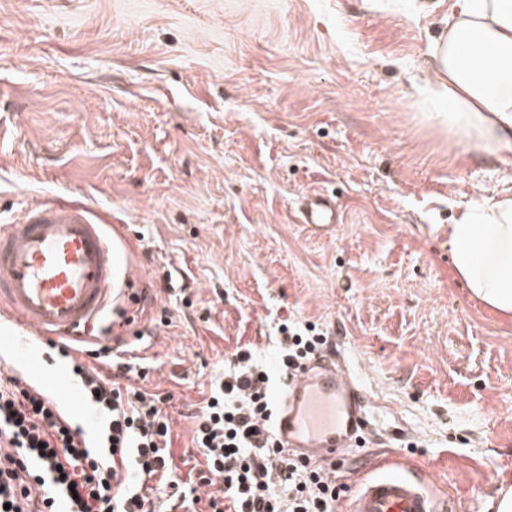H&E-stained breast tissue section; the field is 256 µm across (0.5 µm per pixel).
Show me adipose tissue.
Here are the masks:
<instances>
[{
  "label": "adipose tissue",
  "instance_id": "adipose-tissue-1",
  "mask_svg": "<svg viewBox=\"0 0 512 512\" xmlns=\"http://www.w3.org/2000/svg\"><path fill=\"white\" fill-rule=\"evenodd\" d=\"M413 96L427 119L478 154L512 152V0H455ZM455 280L512 319V197L465 208L448 227Z\"/></svg>",
  "mask_w": 512,
  "mask_h": 512
}]
</instances>
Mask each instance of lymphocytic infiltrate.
<instances>
[{
	"mask_svg": "<svg viewBox=\"0 0 512 512\" xmlns=\"http://www.w3.org/2000/svg\"><path fill=\"white\" fill-rule=\"evenodd\" d=\"M314 324L278 326L275 369L252 348L237 350L195 416L193 441L204 457L198 484L220 485L210 508L226 512H338L343 488L337 467L314 468L287 455L273 438L272 391L279 378L321 352ZM82 396L103 419L98 440L44 393L0 381V512H153L149 480L168 484L173 473L166 398L120 388L131 373L124 358L109 373L88 366L91 345L56 344Z\"/></svg>",
	"mask_w": 512,
	"mask_h": 512,
	"instance_id": "obj_1",
	"label": "lymphocytic infiltrate"
}]
</instances>
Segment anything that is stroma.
I'll return each mask as SVG.
<instances>
[{"label":"stroma","mask_w":512,"mask_h":512,"mask_svg":"<svg viewBox=\"0 0 512 512\" xmlns=\"http://www.w3.org/2000/svg\"><path fill=\"white\" fill-rule=\"evenodd\" d=\"M453 0H0V225L90 206L131 268L135 388L168 395L172 478L205 464L193 416L248 345L320 325L369 400L348 488L394 457L457 512L512 489V320L454 280L448 226L512 196L410 92ZM343 214L323 240L295 199Z\"/></svg>","instance_id":"35a3bbf8"}]
</instances>
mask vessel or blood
Here are the masks:
<instances>
[{"label":"vessel or blood","instance_id":"1","mask_svg":"<svg viewBox=\"0 0 512 512\" xmlns=\"http://www.w3.org/2000/svg\"><path fill=\"white\" fill-rule=\"evenodd\" d=\"M295 206L312 231L327 234L340 222L329 193L302 194ZM128 274L91 208L61 200L23 206L0 226V300L14 324L0 330V350L21 360L31 335L105 343L116 283ZM366 410L365 392L325 350L281 386L274 438L284 452L327 466L366 429ZM343 512H456V505L421 472L398 462L362 478Z\"/></svg>","mask_w":512,"mask_h":512}]
</instances>
